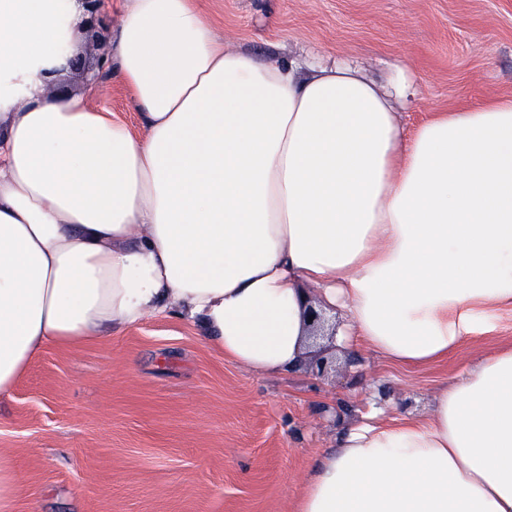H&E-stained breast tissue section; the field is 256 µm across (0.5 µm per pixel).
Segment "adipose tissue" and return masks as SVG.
<instances>
[{"label":"adipose tissue","mask_w":512,"mask_h":512,"mask_svg":"<svg viewBox=\"0 0 512 512\" xmlns=\"http://www.w3.org/2000/svg\"><path fill=\"white\" fill-rule=\"evenodd\" d=\"M114 75L143 131L59 97L79 0H0V395L48 344L167 311L266 374L309 350L306 287L335 343L420 365L512 305V97L412 132L335 61L225 48L191 0H120ZM293 512H512V345L425 419L349 427Z\"/></svg>","instance_id":"obj_1"}]
</instances>
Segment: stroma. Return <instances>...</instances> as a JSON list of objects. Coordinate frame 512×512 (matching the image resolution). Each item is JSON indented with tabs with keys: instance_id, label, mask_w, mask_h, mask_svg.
Masks as SVG:
<instances>
[{
	"instance_id": "obj_1",
	"label": "stroma",
	"mask_w": 512,
	"mask_h": 512,
	"mask_svg": "<svg viewBox=\"0 0 512 512\" xmlns=\"http://www.w3.org/2000/svg\"><path fill=\"white\" fill-rule=\"evenodd\" d=\"M231 48L265 59H348L407 78L400 119L512 96V0H194ZM99 104L140 117L111 73ZM448 359L408 366L357 346L336 367L260 376L173 313L77 345H46L0 396V448L20 478L14 512H293L305 480L372 407L429 415L435 391L512 345V306Z\"/></svg>"
}]
</instances>
